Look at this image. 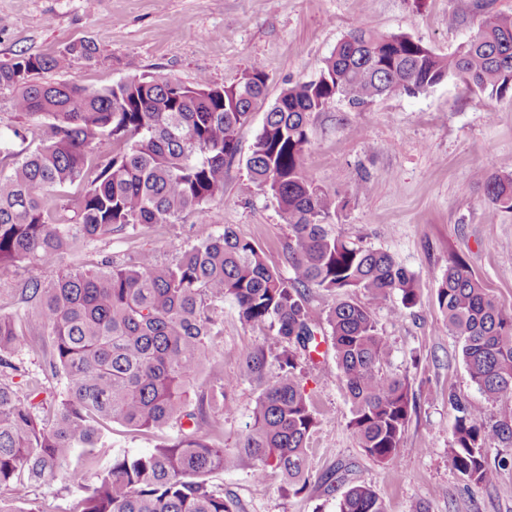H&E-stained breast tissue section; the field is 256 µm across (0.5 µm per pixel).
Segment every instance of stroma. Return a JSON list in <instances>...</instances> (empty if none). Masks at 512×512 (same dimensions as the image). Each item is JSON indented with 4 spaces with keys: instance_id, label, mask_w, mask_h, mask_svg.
<instances>
[{
    "instance_id": "stroma-1",
    "label": "stroma",
    "mask_w": 512,
    "mask_h": 512,
    "mask_svg": "<svg viewBox=\"0 0 512 512\" xmlns=\"http://www.w3.org/2000/svg\"><path fill=\"white\" fill-rule=\"evenodd\" d=\"M454 8L455 0H0V60L52 54L86 40L99 49L95 61L45 73L43 81L100 88L165 74L189 86H228L257 66L268 76L272 100L316 79L336 44L359 25L408 35L440 55L453 53L478 28L474 20L449 26ZM263 120V109H256L240 129L238 154L224 169V199L209 204L204 215L187 212L171 224L140 226L132 238L115 233L68 250L55 272H95L141 248L156 250L166 262L175 249L197 244L202 232L218 234L229 226L253 242L270 267L291 276L283 251L288 227L275 200L247 175ZM305 166L338 202L331 219L337 234L390 253L420 280L415 307L400 310L394 295L372 308L390 346L384 370L408 378L414 407L394 462L379 464L362 452L347 427L350 403L327 338V315L337 299L311 290V317L325 340L302 379L317 414L304 490L289 491L276 471L262 482L244 471L217 472L211 484L237 500L241 512H337L340 493L355 485L371 487L387 512H512V450L491 444L488 459L497 475L489 486L465 481L452 466L456 411L449 395L486 405L494 418L512 407L486 404L437 304L448 260L459 257L499 304L512 309V210L490 206L485 191L491 173L512 170V89L471 92L450 78L361 111L333 101L310 117ZM362 180L372 186L365 196L354 191ZM256 346L275 349L269 325L243 323L236 307L225 303L224 333L212 346L215 365L234 377L242 355ZM259 393L246 380L231 392L236 413L224 421V447H235L245 432ZM330 476L337 479L332 494L324 489ZM81 497L60 471L32 488L26 506L30 512H77Z\"/></svg>"
}]
</instances>
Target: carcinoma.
<instances>
[{"instance_id":"carcinoma-1","label":"carcinoma","mask_w":512,"mask_h":512,"mask_svg":"<svg viewBox=\"0 0 512 512\" xmlns=\"http://www.w3.org/2000/svg\"><path fill=\"white\" fill-rule=\"evenodd\" d=\"M480 11L477 34L448 56L405 35L359 25L335 47L319 77L297 83L266 111L246 160L250 180L275 199L288 237L283 249L293 276L265 262L259 249L227 226L205 233L168 263L153 249L105 271L73 269L31 278L22 287L27 308L0 316V378L19 367L14 357L36 354L45 377L65 379L64 394L45 411L33 404L43 382L24 398L0 381V512H20L30 488L68 470L83 491L81 512H238L233 497L209 482L224 470L257 480L279 471L300 492L307 480L308 440L315 410L300 384V357L317 351L318 329L308 310L313 288L341 297L327 324L351 404L348 427L364 453L395 460L409 420L411 385L383 372L389 344L371 308L400 297L399 314L416 306V275L381 250L336 234V198L308 177L304 166L309 117L339 98L353 108L401 92L427 91L448 78L469 89L500 93L512 86V15L490 3L462 0L448 25ZM89 41L53 55L20 54L0 61V91L19 124L0 130V272L24 261L44 268L65 251L140 225L172 224L185 211L224 198V167L237 155V132L264 102L268 77L254 67L231 86H187L166 75L119 80L99 89L40 75L63 72L96 58ZM47 128V144L14 149L30 126ZM106 139L112 155L100 160L91 145ZM95 177L74 215L52 221L56 193ZM495 209L512 210V174L486 184ZM229 299L245 323H267L280 346L277 372L266 379L264 348L244 353L238 376L212 372L195 404L188 397L212 363L211 340L224 334L218 308ZM438 307L461 345L472 383L487 400L512 401V310L499 305L462 259H451L438 288ZM261 387L252 422L238 445L213 437L236 409L227 398L242 380ZM448 402L458 411L452 462L460 477L488 485L496 469L487 445L512 448V413L497 420L485 409ZM130 431L177 428L174 442L141 454L107 456L112 424ZM96 481L88 485L89 476ZM337 512H387L368 486L343 493Z\"/></svg>"}]
</instances>
